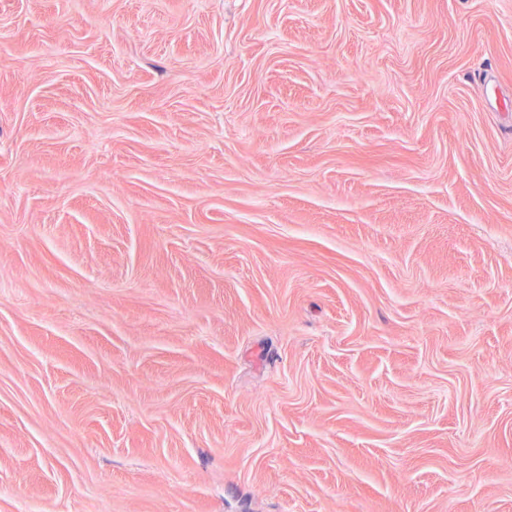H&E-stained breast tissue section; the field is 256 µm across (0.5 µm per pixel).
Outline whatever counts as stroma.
<instances>
[{
	"mask_svg": "<svg viewBox=\"0 0 512 512\" xmlns=\"http://www.w3.org/2000/svg\"><path fill=\"white\" fill-rule=\"evenodd\" d=\"M0 512H512V0H0Z\"/></svg>",
	"mask_w": 512,
	"mask_h": 512,
	"instance_id": "1",
	"label": "stroma"
}]
</instances>
